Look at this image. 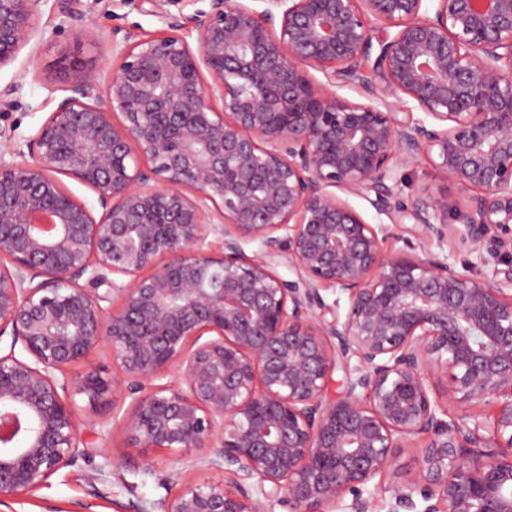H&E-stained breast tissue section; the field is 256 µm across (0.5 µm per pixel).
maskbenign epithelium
I'll return each mask as SVG.
<instances>
[{"instance_id":"7a95c632","label":"benign epithelium","mask_w":512,"mask_h":512,"mask_svg":"<svg viewBox=\"0 0 512 512\" xmlns=\"http://www.w3.org/2000/svg\"><path fill=\"white\" fill-rule=\"evenodd\" d=\"M193 2L158 0L168 32H125L104 84L62 58L32 162L0 130V501L84 455L70 391L130 399L143 454L202 451L160 512H372L398 448L419 469L386 512H512V0H208L194 46L164 9ZM40 3L0 0V67ZM422 160L459 202L401 197ZM393 228L412 238L387 254ZM449 237L491 274L440 258ZM102 344L112 383L65 376Z\"/></svg>"}]
</instances>
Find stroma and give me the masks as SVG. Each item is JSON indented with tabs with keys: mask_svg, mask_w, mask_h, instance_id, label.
<instances>
[{
	"mask_svg": "<svg viewBox=\"0 0 512 512\" xmlns=\"http://www.w3.org/2000/svg\"><path fill=\"white\" fill-rule=\"evenodd\" d=\"M69 8L64 16L54 0H42L39 36L13 62L0 67V89L13 88L15 101L12 110L0 112V128L11 133L17 145H25L64 97L69 76L59 69L61 54L105 79L112 70L114 30L157 35L167 29L148 0L139 7L129 0H70ZM127 407L120 399L92 404L75 396L87 456L58 470L30 495L0 503V512H137L138 506L164 499L167 491L156 477L141 472L143 454L126 443L120 420ZM417 471L416 450L398 449L393 467L367 489L373 512H384L388 488L413 481Z\"/></svg>",
	"mask_w": 512,
	"mask_h": 512,
	"instance_id": "1",
	"label": "stroma"
}]
</instances>
